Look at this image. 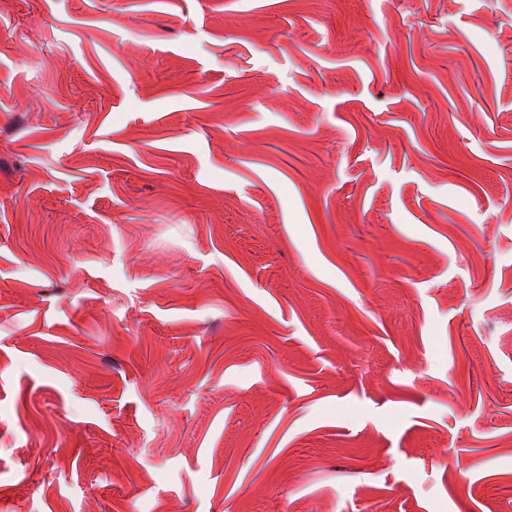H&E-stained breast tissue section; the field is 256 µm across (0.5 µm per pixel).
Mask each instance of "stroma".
I'll use <instances>...</instances> for the list:
<instances>
[{
    "label": "stroma",
    "mask_w": 512,
    "mask_h": 512,
    "mask_svg": "<svg viewBox=\"0 0 512 512\" xmlns=\"http://www.w3.org/2000/svg\"><path fill=\"white\" fill-rule=\"evenodd\" d=\"M0 512H512V0H0Z\"/></svg>",
    "instance_id": "stroma-1"
}]
</instances>
